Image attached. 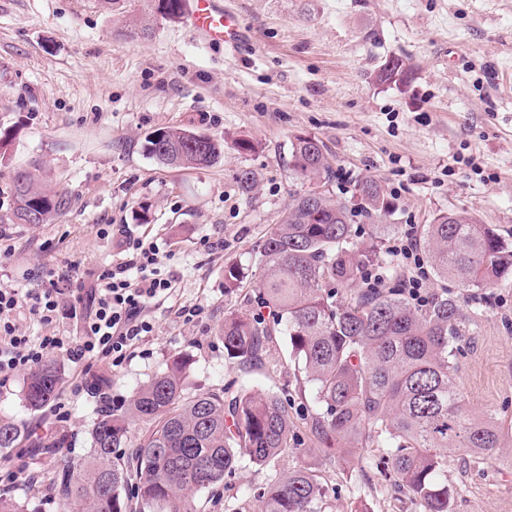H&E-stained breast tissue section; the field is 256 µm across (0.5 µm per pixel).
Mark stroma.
I'll return each mask as SVG.
<instances>
[{
	"instance_id": "1",
	"label": "stroma",
	"mask_w": 512,
	"mask_h": 512,
	"mask_svg": "<svg viewBox=\"0 0 512 512\" xmlns=\"http://www.w3.org/2000/svg\"><path fill=\"white\" fill-rule=\"evenodd\" d=\"M246 31L236 50L195 38L183 22L157 23L133 36L136 0L125 10L104 0H0V130L13 139L0 164V285L25 292L59 278L67 304L86 297L121 258V238L101 224L128 225L159 248L169 293L145 311L153 331L118 367L83 369L58 360L61 387L78 384L57 421L52 407L27 409V372L0 380V418L22 437L8 464H29L32 481L0 485L29 512H63L54 473L90 450L105 409L130 399L177 353L190 356L189 391H270L296 425L315 408L314 389L297 379L286 338L265 367L247 369L224 353L226 310L257 311L260 283L224 287L229 265L251 268L271 224L293 195L309 191L289 161L297 134L319 138L333 159V196L376 180L393 205L397 233L422 238L437 214L464 210L512 242V0H230ZM411 69L408 83L375 74L390 57ZM191 127L224 138L209 167L172 169L144 149L147 132ZM253 141V152L232 142ZM40 165L44 181L66 190L69 208L49 224H14L11 176ZM257 176L242 193L237 175ZM197 304L186 323L178 308ZM474 333L459 357L457 382L469 412L494 411L512 428V286L462 299ZM359 464L340 468L319 451L283 455L271 467L242 464L205 512H236L298 461L319 471L330 512H419L384 476V454L357 448ZM458 490L454 512H512V470L495 461L462 470L448 462Z\"/></svg>"
}]
</instances>
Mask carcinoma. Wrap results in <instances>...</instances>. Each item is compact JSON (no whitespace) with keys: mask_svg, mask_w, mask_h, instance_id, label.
<instances>
[{"mask_svg":"<svg viewBox=\"0 0 512 512\" xmlns=\"http://www.w3.org/2000/svg\"><path fill=\"white\" fill-rule=\"evenodd\" d=\"M154 15L182 17L184 0H147ZM382 65L381 83L408 82L402 59ZM148 152L178 169L209 167L224 154V138L188 127L157 128L145 136ZM297 180L328 183L335 171L316 137L298 134L290 141ZM13 208L19 224H48L67 210L63 190L44 188L29 170L12 176ZM357 203L321 194L315 204L297 195L271 225L254 274L261 288L256 302L269 309L248 317L224 312L218 331L224 352L244 367L269 360L275 336H288L291 357L314 388L315 409L305 422L310 442L334 450L351 466L353 449L375 439L385 443L387 475L421 512H454L456 490L444 473L455 456L468 469L487 459L512 468L505 455L508 437L499 421L475 418L463 410L457 385L458 355L471 335L459 301L442 293L414 305L399 287L363 288L347 299L335 286L367 279L369 268L382 278L397 277L391 255L381 245L395 225L381 224L392 205L374 180L355 185ZM370 221V241H357L354 224ZM422 246L434 274L460 288L484 290L512 281V245L489 224L466 211L438 215L426 225ZM245 272L224 270V288L240 287ZM190 358L172 356L122 405L101 414L91 450L56 472L69 512H202V496L224 486L241 460L267 466L297 447L288 406L271 392L243 389L231 399L224 391L187 392ZM61 368L48 362L26 382L23 398L38 411L54 397ZM147 424L128 438L129 421ZM19 424L0 420V453L20 442ZM122 448L129 452L120 454ZM327 489L320 473L298 464L275 478L238 512H322Z\"/></svg>","mask_w":512,"mask_h":512,"instance_id":"carcinoma-1","label":"carcinoma"}]
</instances>
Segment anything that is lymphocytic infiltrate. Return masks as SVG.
I'll return each instance as SVG.
<instances>
[{
	"instance_id": "1",
	"label": "lymphocytic infiltrate",
	"mask_w": 512,
	"mask_h": 512,
	"mask_svg": "<svg viewBox=\"0 0 512 512\" xmlns=\"http://www.w3.org/2000/svg\"><path fill=\"white\" fill-rule=\"evenodd\" d=\"M115 230L124 236L122 258L99 275L98 285L89 295V307L79 317V339L53 333L35 342L17 334L11 321L13 314L24 308L45 325L57 323L65 307L63 289L53 285L22 294L0 286L1 376L40 366L58 350L76 362L92 358L118 366L149 336L152 326L144 311L168 294L171 281L161 271L156 245L126 233L123 225H116Z\"/></svg>"
}]
</instances>
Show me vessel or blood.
Listing matches in <instances>:
<instances>
[{"instance_id": "1", "label": "vessel or blood", "mask_w": 512, "mask_h": 512, "mask_svg": "<svg viewBox=\"0 0 512 512\" xmlns=\"http://www.w3.org/2000/svg\"><path fill=\"white\" fill-rule=\"evenodd\" d=\"M185 23L206 42L228 47L238 46L241 42L239 16L225 7L222 0H191Z\"/></svg>"}]
</instances>
